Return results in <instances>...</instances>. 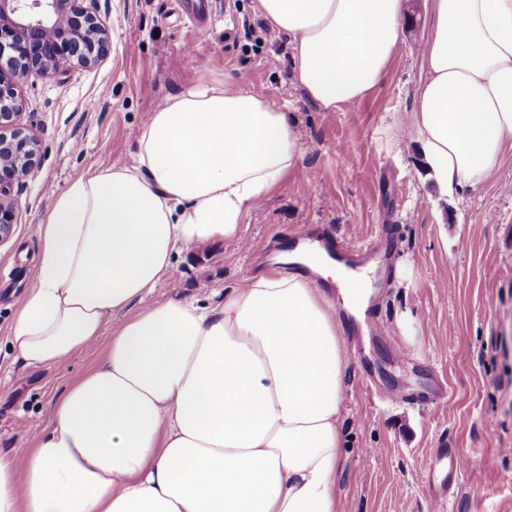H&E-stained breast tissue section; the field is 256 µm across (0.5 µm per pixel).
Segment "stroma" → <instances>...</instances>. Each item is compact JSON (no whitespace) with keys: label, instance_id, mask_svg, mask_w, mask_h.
I'll list each match as a JSON object with an SVG mask.
<instances>
[{"label":"stroma","instance_id":"obj_1","mask_svg":"<svg viewBox=\"0 0 512 512\" xmlns=\"http://www.w3.org/2000/svg\"><path fill=\"white\" fill-rule=\"evenodd\" d=\"M83 5L109 31L106 57L18 87L40 164L13 184L16 221L0 243V448L24 464L52 425L55 399L106 348L98 343L55 367L13 360L11 328L34 284L38 225L54 197L88 167L133 151L168 98L230 75L293 115L304 158L247 216L246 248L223 241L180 252L153 300L168 299L176 282L185 295L217 303L292 234L314 227L355 246L388 240L373 311L392 333L345 336L340 510L512 512V152L482 184L446 195L420 142L401 132L417 106L430 0H406L409 22L382 83L336 112L295 83L288 44L244 39V24L261 20L257 0H197V26L174 0ZM439 448L457 449L469 467L437 503L431 492L448 479Z\"/></svg>","mask_w":512,"mask_h":512}]
</instances>
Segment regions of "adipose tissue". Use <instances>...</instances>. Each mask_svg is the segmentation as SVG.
Segmentation results:
<instances>
[{"label":"adipose tissue","mask_w":512,"mask_h":512,"mask_svg":"<svg viewBox=\"0 0 512 512\" xmlns=\"http://www.w3.org/2000/svg\"><path fill=\"white\" fill-rule=\"evenodd\" d=\"M258 9L325 111L382 82L405 20L404 0ZM432 13L409 130L451 193L512 151V0H432ZM303 156L290 114L228 77L166 100L130 160L55 197L11 346L33 367L102 339L106 351L56 400L25 466L0 450V512H339L347 359L336 312L362 316L369 276L343 287L315 247L306 269L279 255L214 305L151 299L179 251L239 240Z\"/></svg>","instance_id":"adipose-tissue-1"}]
</instances>
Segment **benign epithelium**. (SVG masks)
<instances>
[{
    "label": "benign epithelium",
    "mask_w": 512,
    "mask_h": 512,
    "mask_svg": "<svg viewBox=\"0 0 512 512\" xmlns=\"http://www.w3.org/2000/svg\"><path fill=\"white\" fill-rule=\"evenodd\" d=\"M80 2L0 0V242L16 216L11 187L38 165V140L20 126L18 83L31 73L54 80L108 52L107 30Z\"/></svg>",
    "instance_id": "benign-epithelium-1"
}]
</instances>
